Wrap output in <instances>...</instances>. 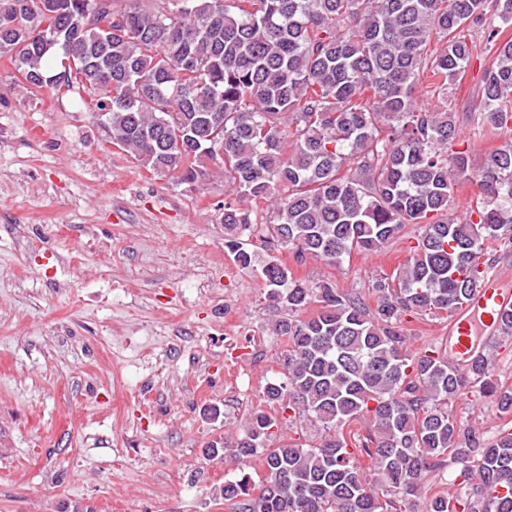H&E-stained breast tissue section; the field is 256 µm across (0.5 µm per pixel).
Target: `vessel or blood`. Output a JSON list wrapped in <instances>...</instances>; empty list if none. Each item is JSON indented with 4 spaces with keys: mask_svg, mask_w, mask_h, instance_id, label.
I'll list each match as a JSON object with an SVG mask.
<instances>
[{
    "mask_svg": "<svg viewBox=\"0 0 512 512\" xmlns=\"http://www.w3.org/2000/svg\"><path fill=\"white\" fill-rule=\"evenodd\" d=\"M511 309L512 276L495 274L486 278L448 328L449 359L473 353L478 337L497 336L503 313Z\"/></svg>",
    "mask_w": 512,
    "mask_h": 512,
    "instance_id": "obj_1",
    "label": "vessel or blood"
}]
</instances>
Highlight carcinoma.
<instances>
[{"instance_id": "obj_1", "label": "carcinoma", "mask_w": 512, "mask_h": 512, "mask_svg": "<svg viewBox=\"0 0 512 512\" xmlns=\"http://www.w3.org/2000/svg\"><path fill=\"white\" fill-rule=\"evenodd\" d=\"M0 0V56L19 86L91 95L107 141L195 190L224 179V248L251 262L241 235L265 226L296 261L339 267L415 224L396 273L356 292L306 284L277 258L263 266L288 339L270 410L212 456H261L264 475L226 480L230 512H512V427L493 438L454 404L477 393L512 419V382L487 351L458 364L411 350L404 317H454L478 288L484 242L512 243V0ZM480 29L490 55L480 116L501 139L481 167L455 150L448 85L466 72ZM437 98L433 107L416 92ZM478 184L469 218L451 215L459 180ZM314 423L316 444L270 446L279 413ZM369 422L366 435L355 425Z\"/></svg>"}]
</instances>
